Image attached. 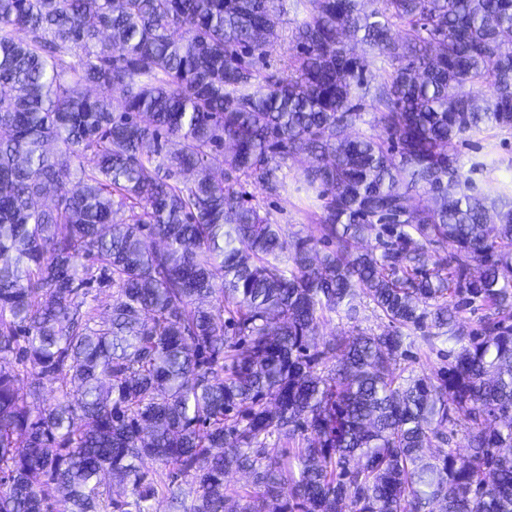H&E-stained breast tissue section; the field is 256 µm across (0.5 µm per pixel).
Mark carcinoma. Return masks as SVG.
<instances>
[{
	"label": "carcinoma",
	"instance_id": "1",
	"mask_svg": "<svg viewBox=\"0 0 512 512\" xmlns=\"http://www.w3.org/2000/svg\"><path fill=\"white\" fill-rule=\"evenodd\" d=\"M296 5L268 74L282 0H0V512H512V191L455 152L512 131V0ZM290 159L304 238L234 188ZM303 18V13L295 12L288 8V13L282 17V21L277 28V36L270 37L266 45V72H275L283 65L288 56L289 39L296 23ZM361 302L362 307V321L359 323V328L364 331H372L375 333H382L389 330L388 321L379 315L378 312L372 311V305L368 307L365 298H357ZM358 332L357 328L345 319H339L335 314L327 315L321 323L318 331V340L329 339L330 336L343 334L344 336H353Z\"/></svg>",
	"mask_w": 512,
	"mask_h": 512
}]
</instances>
